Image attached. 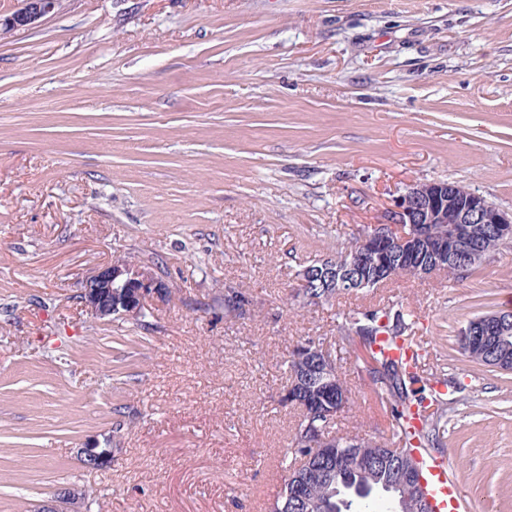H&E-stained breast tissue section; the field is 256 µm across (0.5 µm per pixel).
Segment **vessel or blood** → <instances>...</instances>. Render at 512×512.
<instances>
[{
	"mask_svg": "<svg viewBox=\"0 0 512 512\" xmlns=\"http://www.w3.org/2000/svg\"><path fill=\"white\" fill-rule=\"evenodd\" d=\"M411 454L420 464L419 481L430 512H461L462 498L446 459L424 448Z\"/></svg>",
	"mask_w": 512,
	"mask_h": 512,
	"instance_id": "1",
	"label": "vessel or blood"
}]
</instances>
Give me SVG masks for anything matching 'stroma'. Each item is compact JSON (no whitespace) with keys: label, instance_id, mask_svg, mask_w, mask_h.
Returning a JSON list of instances; mask_svg holds the SVG:
<instances>
[{"label":"stroma","instance_id":"stroma-1","mask_svg":"<svg viewBox=\"0 0 512 512\" xmlns=\"http://www.w3.org/2000/svg\"><path fill=\"white\" fill-rule=\"evenodd\" d=\"M512 211V0H62L0 32V512L59 488L100 512H263L299 419L306 338L350 391L334 434L392 417L347 315L394 307L454 381L444 451L466 512H512V372L458 336L512 297V242L462 281L399 278L330 303L295 274L416 183ZM160 263L146 323L87 313L98 263ZM253 300L228 319L225 285ZM112 451L100 471L78 448Z\"/></svg>","mask_w":512,"mask_h":512}]
</instances>
